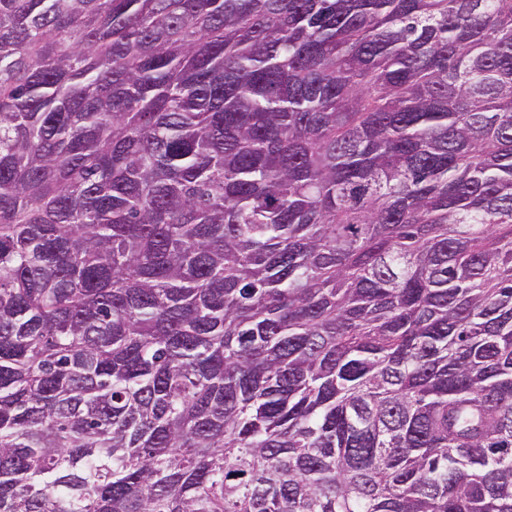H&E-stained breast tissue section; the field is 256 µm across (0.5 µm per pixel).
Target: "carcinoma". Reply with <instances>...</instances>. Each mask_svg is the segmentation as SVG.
<instances>
[{"instance_id":"1","label":"carcinoma","mask_w":512,"mask_h":512,"mask_svg":"<svg viewBox=\"0 0 512 512\" xmlns=\"http://www.w3.org/2000/svg\"><path fill=\"white\" fill-rule=\"evenodd\" d=\"M0 512H512V0H0Z\"/></svg>"}]
</instances>
